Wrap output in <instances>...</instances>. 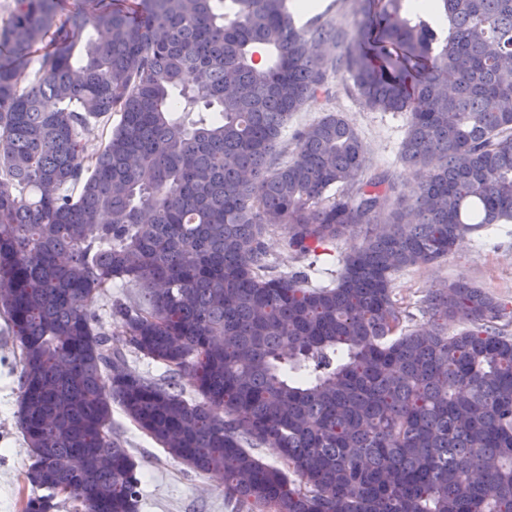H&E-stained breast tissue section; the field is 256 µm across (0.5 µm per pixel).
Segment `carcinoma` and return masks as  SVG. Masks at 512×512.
Wrapping results in <instances>:
<instances>
[{
    "label": "carcinoma",
    "instance_id": "1",
    "mask_svg": "<svg viewBox=\"0 0 512 512\" xmlns=\"http://www.w3.org/2000/svg\"><path fill=\"white\" fill-rule=\"evenodd\" d=\"M12 0L0 54V313L19 350L23 512H138L112 403L173 459L222 474L252 512H512L506 305L461 276L403 327L393 277L512 222V0H359L346 53L288 0ZM105 33L83 41L87 28ZM342 69L406 114L403 186L366 178L357 129L285 128ZM117 116L108 140L85 129ZM396 203L388 216L383 211ZM355 238L334 284L271 271ZM122 323L95 302L115 282ZM463 329L448 333V322ZM165 366L156 379L125 350ZM191 381L187 398L180 378ZM278 450L271 465L252 449ZM133 297L134 293L132 288H112V290L99 298L97 308L98 313L102 318L101 325L103 331L108 334H112V332H118L121 329L120 324L113 322L109 317L111 305L115 300L128 303Z\"/></svg>",
    "mask_w": 512,
    "mask_h": 512
}]
</instances>
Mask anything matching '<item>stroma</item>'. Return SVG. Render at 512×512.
<instances>
[{
    "mask_svg": "<svg viewBox=\"0 0 512 512\" xmlns=\"http://www.w3.org/2000/svg\"><path fill=\"white\" fill-rule=\"evenodd\" d=\"M327 112L341 113L355 126L370 170L388 172L400 184L413 181V171L399 156L406 132L404 113L366 108L342 71L331 75L328 95L310 100L289 121L285 151L293 150L298 131ZM264 240L276 271H304L312 286L332 282L351 245L350 240L341 239L328 254L297 258L289 251L282 229L267 231ZM505 253H512V223L488 226L466 236L455 252L435 264L397 273L393 297L416 325L423 321L419 306L427 291L461 275L494 296L512 302V266L502 265L499 260ZM19 371L18 352L7 334L4 318L0 317V512H22V503L30 493L23 478L30 463L28 448L16 423ZM112 431L125 442L139 465V512H235L226 498L223 479L198 473L170 458L139 432L117 405L112 408Z\"/></svg>",
    "mask_w": 512,
    "mask_h": 512,
    "instance_id": "35a3bbf8",
    "label": "stroma"
}]
</instances>
